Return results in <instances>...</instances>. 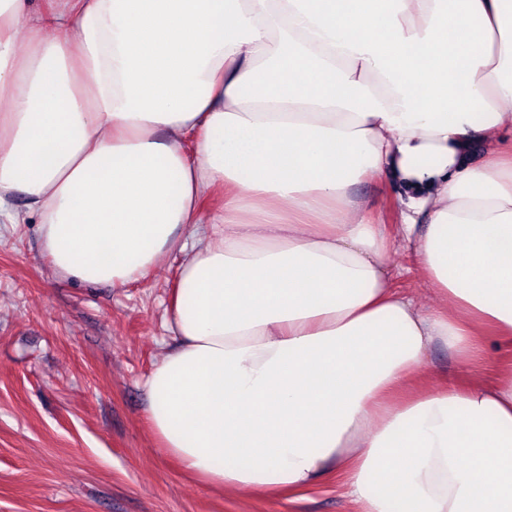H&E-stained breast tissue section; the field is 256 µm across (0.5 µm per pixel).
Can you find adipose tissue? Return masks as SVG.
<instances>
[{"label": "adipose tissue", "mask_w": 512, "mask_h": 512, "mask_svg": "<svg viewBox=\"0 0 512 512\" xmlns=\"http://www.w3.org/2000/svg\"><path fill=\"white\" fill-rule=\"evenodd\" d=\"M18 193L73 280L180 255L144 388L185 470L512 512V369L408 392L432 347L512 341V0H0L14 224ZM398 249L433 304L394 290ZM361 193L369 198L376 206L379 215L387 222L393 221L394 192L385 182L374 180L363 184Z\"/></svg>", "instance_id": "ef3b65f1"}]
</instances>
